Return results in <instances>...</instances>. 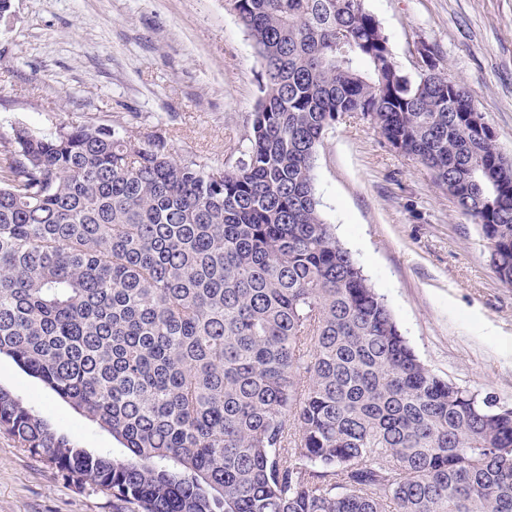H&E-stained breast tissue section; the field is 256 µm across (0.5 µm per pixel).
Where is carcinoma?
<instances>
[{
    "label": "carcinoma",
    "mask_w": 512,
    "mask_h": 512,
    "mask_svg": "<svg viewBox=\"0 0 512 512\" xmlns=\"http://www.w3.org/2000/svg\"><path fill=\"white\" fill-rule=\"evenodd\" d=\"M228 4L264 74L235 168L121 126L0 135V355L125 452L1 388L0 433L135 512H512V403L429 369L315 188L362 113L512 287V160L433 51L396 66L365 0Z\"/></svg>",
    "instance_id": "obj_1"
}]
</instances>
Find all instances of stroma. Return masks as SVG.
<instances>
[{"mask_svg": "<svg viewBox=\"0 0 512 512\" xmlns=\"http://www.w3.org/2000/svg\"><path fill=\"white\" fill-rule=\"evenodd\" d=\"M400 69L434 51L512 159V0H365ZM261 69L226 0H11L0 17V133L24 124L122 125L174 156L235 166ZM316 190L420 358L458 385L512 401V288L429 171L371 121L338 116L318 148ZM0 388L92 453L119 443L0 356ZM0 512H117L95 486L64 482L0 434Z\"/></svg>", "mask_w": 512, "mask_h": 512, "instance_id": "1", "label": "stroma"}]
</instances>
